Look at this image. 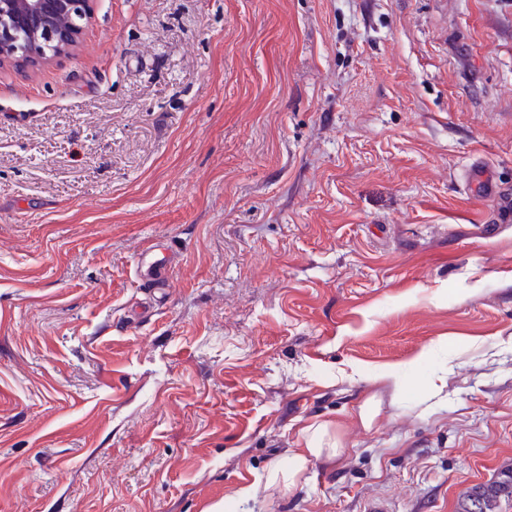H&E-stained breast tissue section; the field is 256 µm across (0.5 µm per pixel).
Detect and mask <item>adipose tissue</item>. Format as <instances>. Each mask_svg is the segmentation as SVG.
<instances>
[{
    "label": "adipose tissue",
    "instance_id": "1",
    "mask_svg": "<svg viewBox=\"0 0 512 512\" xmlns=\"http://www.w3.org/2000/svg\"><path fill=\"white\" fill-rule=\"evenodd\" d=\"M303 446L291 455L286 465L272 467L266 475L268 487L294 488L302 480L311 460L335 456L338 443L334 434V425L323 421L310 424L300 432Z\"/></svg>",
    "mask_w": 512,
    "mask_h": 512
}]
</instances>
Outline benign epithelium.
<instances>
[{"mask_svg":"<svg viewBox=\"0 0 512 512\" xmlns=\"http://www.w3.org/2000/svg\"><path fill=\"white\" fill-rule=\"evenodd\" d=\"M94 0H0V66L29 72L73 53Z\"/></svg>","mask_w":512,"mask_h":512,"instance_id":"7a95c632","label":"benign epithelium"}]
</instances>
